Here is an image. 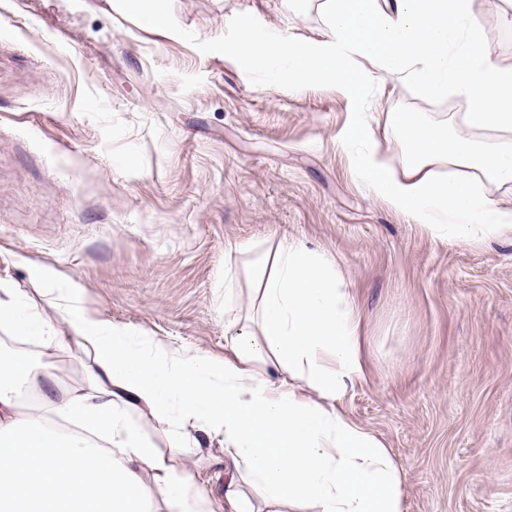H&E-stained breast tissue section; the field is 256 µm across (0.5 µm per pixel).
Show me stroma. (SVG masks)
Segmentation results:
<instances>
[{"instance_id":"stroma-1","label":"stroma","mask_w":512,"mask_h":512,"mask_svg":"<svg viewBox=\"0 0 512 512\" xmlns=\"http://www.w3.org/2000/svg\"><path fill=\"white\" fill-rule=\"evenodd\" d=\"M491 59L512 67V7L474 0ZM325 38L317 0H0V286L38 267L90 314L224 358V280L251 321L266 252L285 238L333 265L362 320L364 380L344 409L382 439L402 512H512V238L469 245L376 196L341 138L355 117L444 121L468 109L397 81L360 95L239 68L243 33ZM83 385L93 354L39 344ZM141 434L186 466L213 512L224 450L170 418Z\"/></svg>"}]
</instances>
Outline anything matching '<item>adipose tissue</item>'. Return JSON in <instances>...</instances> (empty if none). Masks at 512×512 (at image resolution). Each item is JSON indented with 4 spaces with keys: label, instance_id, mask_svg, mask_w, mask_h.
<instances>
[{
    "label": "adipose tissue",
    "instance_id": "adipose-tissue-1",
    "mask_svg": "<svg viewBox=\"0 0 512 512\" xmlns=\"http://www.w3.org/2000/svg\"><path fill=\"white\" fill-rule=\"evenodd\" d=\"M473 0H320L328 35L300 42L280 31L242 38L251 71L277 63L289 83L328 77L359 93L370 72L412 84L426 99L456 94L470 109L442 123L395 112L390 130L407 161L392 172L374 131L354 120L344 143L362 178L413 223L459 243L512 235V67L490 59ZM370 70L355 68V59ZM450 169L440 176L438 166ZM466 216L452 224L449 214ZM259 289V334L224 307V360L183 353L87 313L74 289L47 315L21 288H0V322L30 338L67 344L62 328L92 349L87 386L64 388L23 353L0 357V512H138L160 496L168 512H202L203 491L145 440L130 417L147 410L224 440L231 461L226 512H401L398 470L382 440L341 401L364 377L360 318L332 266L283 241L268 252ZM66 419L100 432L107 447L64 438L38 415L19 416L22 387Z\"/></svg>",
    "mask_w": 512,
    "mask_h": 512
}]
</instances>
